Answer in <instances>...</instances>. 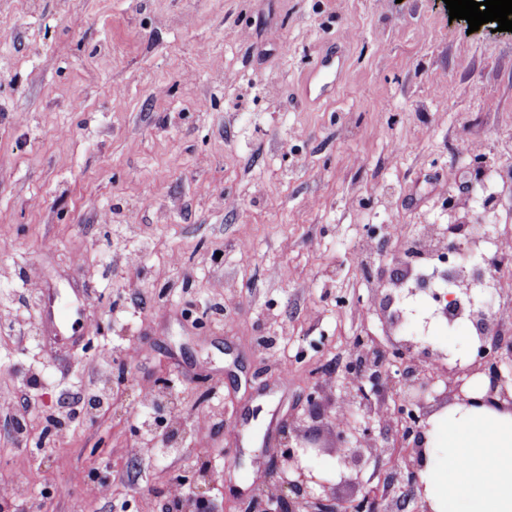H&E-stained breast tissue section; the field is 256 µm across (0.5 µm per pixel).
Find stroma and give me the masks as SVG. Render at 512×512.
<instances>
[{"mask_svg": "<svg viewBox=\"0 0 512 512\" xmlns=\"http://www.w3.org/2000/svg\"><path fill=\"white\" fill-rule=\"evenodd\" d=\"M332 52L335 95L306 97ZM511 130L512 33L444 0H0V487L26 479L0 512H166L177 480L222 512L278 474L285 425L331 442L327 377L383 340L394 252L489 168L484 258L512 229ZM363 214L401 227L368 257Z\"/></svg>", "mask_w": 512, "mask_h": 512, "instance_id": "obj_1", "label": "stroma"}]
</instances>
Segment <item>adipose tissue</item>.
I'll return each mask as SVG.
<instances>
[{"instance_id":"adipose-tissue-1","label":"adipose tissue","mask_w":512,"mask_h":512,"mask_svg":"<svg viewBox=\"0 0 512 512\" xmlns=\"http://www.w3.org/2000/svg\"><path fill=\"white\" fill-rule=\"evenodd\" d=\"M430 423L421 471L430 512H512V409L453 404Z\"/></svg>"}]
</instances>
